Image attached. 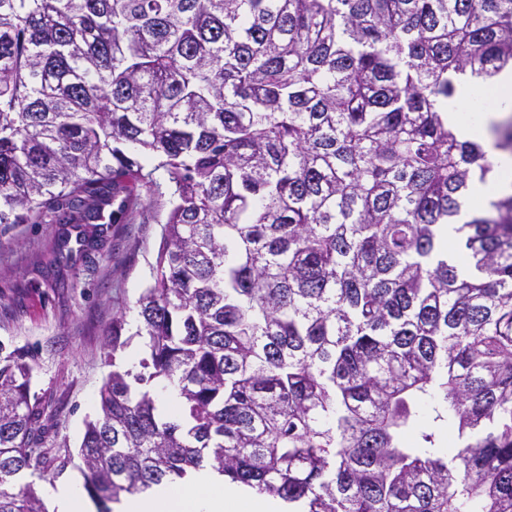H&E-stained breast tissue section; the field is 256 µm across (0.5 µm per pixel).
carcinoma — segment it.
<instances>
[{
	"label": "carcinoma",
	"mask_w": 512,
	"mask_h": 512,
	"mask_svg": "<svg viewBox=\"0 0 512 512\" xmlns=\"http://www.w3.org/2000/svg\"><path fill=\"white\" fill-rule=\"evenodd\" d=\"M510 64L512 0H0V224L167 204L78 452L97 512L207 464L297 512H512V193L460 220L512 120L442 110ZM36 369L0 356V512L73 464Z\"/></svg>",
	"instance_id": "1"
}]
</instances>
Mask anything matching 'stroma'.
<instances>
[{
  "label": "stroma",
  "instance_id": "obj_1",
  "mask_svg": "<svg viewBox=\"0 0 512 512\" xmlns=\"http://www.w3.org/2000/svg\"><path fill=\"white\" fill-rule=\"evenodd\" d=\"M59 231L56 224L0 225V342L34 351V389L60 409L46 440L67 442L75 452L112 370L104 334L113 313L134 315L151 281L162 226L150 208L131 223L112 225L93 247L75 253L54 282L37 260Z\"/></svg>",
  "mask_w": 512,
  "mask_h": 512
}]
</instances>
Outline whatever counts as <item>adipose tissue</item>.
Masks as SVG:
<instances>
[{
	"mask_svg": "<svg viewBox=\"0 0 512 512\" xmlns=\"http://www.w3.org/2000/svg\"><path fill=\"white\" fill-rule=\"evenodd\" d=\"M496 90L495 106L470 112L466 104L470 87L450 99L446 110L461 138L485 140L490 123L512 114V69L491 80ZM116 512H289L287 503L252 494L250 489L225 481L217 471L205 467L179 483L163 484L126 497Z\"/></svg>",
	"mask_w": 512,
	"mask_h": 512,
	"instance_id": "ef3b65f1",
	"label": "adipose tissue"
}]
</instances>
